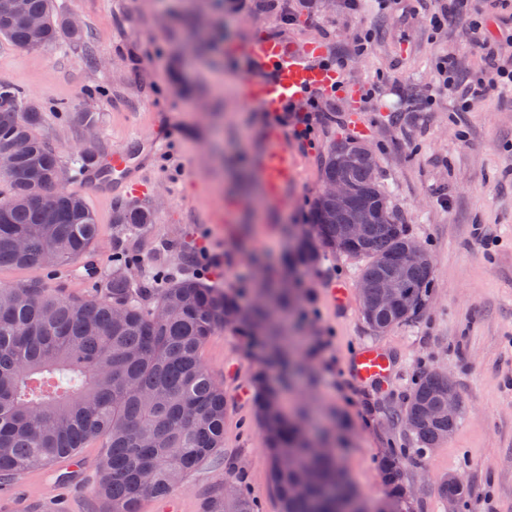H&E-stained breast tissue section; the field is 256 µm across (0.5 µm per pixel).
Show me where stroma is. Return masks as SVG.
<instances>
[{
    "instance_id": "stroma-1",
    "label": "stroma",
    "mask_w": 512,
    "mask_h": 512,
    "mask_svg": "<svg viewBox=\"0 0 512 512\" xmlns=\"http://www.w3.org/2000/svg\"><path fill=\"white\" fill-rule=\"evenodd\" d=\"M54 0L59 13L78 15L86 43L46 50L20 48L0 38V83L20 88L26 100L45 107L36 134L70 164L82 151L107 157L127 150L144 158L154 209L152 224L117 236L112 211L125 195H99L72 177L66 192L82 197L100 226L97 273L80 263L56 268L0 267V288L33 282L84 298L105 287L112 255L124 244L143 258L130 277L161 271L193 275L236 293L257 292L265 273L287 270L288 227L309 213L322 188L320 160L329 147L349 138L345 118L359 109L369 130L364 141L376 153L389 203L407 234L432 258L435 290L412 322L373 332L360 314L362 260L325 255L318 268L296 271L300 295L292 321L300 338L297 359L305 377L290 388V414L314 409L318 427L342 420L347 446L340 460L369 512H384L391 488L379 462L387 449L412 447L396 415L417 372L448 373L463 402L458 427L406 470L404 485L422 486L410 512H444L436 487L463 474L470 493L459 512H512V95L493 92L460 111L456 96L436 90L434 65L455 55L472 78H490L488 62L469 46V20L450 18L431 31L432 0ZM297 14L296 22L283 18ZM372 34L367 55L356 56L357 39ZM294 44L323 43L330 64H343L358 102L337 93L316 95L313 132L289 138L297 158L288 203L272 206L257 173L264 112L247 104L237 86L253 69L248 55H226L227 43L252 45L263 37ZM99 88V96L88 91ZM73 116H98L96 137L86 141L77 121L61 119L54 105ZM238 202L225 219L226 202ZM182 240L200 260L184 264L179 252L159 254L157 242ZM345 282L351 311L338 315L325 288ZM374 343L394 362L383 384H357L347 360L353 348ZM202 360L224 385V451L175 489L180 512H202L205 494L222 485L228 465L259 512H278L270 482V456L254 412L256 362L228 330L210 336ZM102 440L81 449L78 479L67 462L37 469L12 481L15 497L0 512H107L95 495Z\"/></svg>"
}]
</instances>
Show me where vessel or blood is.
<instances>
[{"instance_id": "b4317fda", "label": "vessel or blood", "mask_w": 512, "mask_h": 512, "mask_svg": "<svg viewBox=\"0 0 512 512\" xmlns=\"http://www.w3.org/2000/svg\"><path fill=\"white\" fill-rule=\"evenodd\" d=\"M322 45L310 42L296 46L278 38L261 42L254 51V70L241 82V94L262 110L276 113L288 103L311 92L328 93L347 89L351 98H358L357 87L348 86L347 76L336 67L322 63ZM259 171L269 198L276 203L288 200V186L295 178L296 160L281 128H273L260 154ZM94 181L104 191L120 188L127 196L147 192L140 170L129 152H113ZM349 370L356 381L369 384L388 379L393 370L389 352L377 345H360Z\"/></svg>"}]
</instances>
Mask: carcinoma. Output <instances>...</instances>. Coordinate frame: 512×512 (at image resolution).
I'll return each mask as SVG.
<instances>
[{"mask_svg":"<svg viewBox=\"0 0 512 512\" xmlns=\"http://www.w3.org/2000/svg\"><path fill=\"white\" fill-rule=\"evenodd\" d=\"M0 0V36L28 49L63 40L84 41L52 0H27L42 15L37 33ZM23 92L0 84V155L9 162L0 193V266H32L39 258L59 266L79 260L94 268L98 224L80 197L53 187L62 167L35 130L45 109L23 104ZM321 179L349 186L343 200L319 193L309 223L292 229L295 261L315 268L327 253L364 261L360 269L362 315L375 332L413 321L434 288L427 249L408 256L411 238L397 222L380 180L376 155L365 145L341 140L320 161ZM153 222L147 205H120L112 223L128 232ZM361 225L356 236L348 225ZM105 288L73 298L38 284L0 289V480L14 479L71 458L93 440H105L97 494L110 512H142L148 499H164L199 465L224 448V385L203 364L207 339L229 328L261 366L257 417L271 450L273 489L280 512H367L355 497L335 453L311 446L308 417L285 412L281 385L300 372L283 320L297 289L272 282L260 290L269 306L242 305L236 296L194 277L159 276L133 285L128 270L140 263L122 248ZM400 289L395 302L380 298L388 282ZM459 396L454 380L436 370L416 374L396 418L414 423L416 448H395L381 467L393 485L390 512L408 500L401 476L413 456L436 447L456 429L448 399ZM227 469L222 489L204 512H257ZM469 494L463 476L437 486L441 500Z\"/></svg>","mask_w":512,"mask_h":512,"instance_id":"cac0c4a2","label":"carcinoma"}]
</instances>
